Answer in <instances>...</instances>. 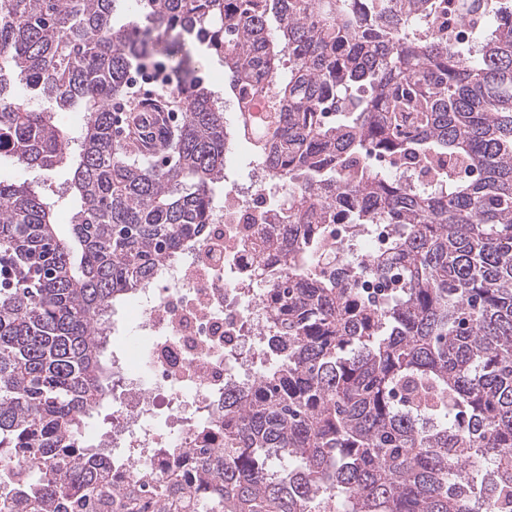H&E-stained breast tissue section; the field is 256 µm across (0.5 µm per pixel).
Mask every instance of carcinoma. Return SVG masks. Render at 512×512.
Here are the masks:
<instances>
[{
	"mask_svg": "<svg viewBox=\"0 0 512 512\" xmlns=\"http://www.w3.org/2000/svg\"><path fill=\"white\" fill-rule=\"evenodd\" d=\"M0 0V151L73 166L72 240L39 192L0 181V512H512V0L471 44L425 32L445 0ZM489 0H457L471 21ZM174 33L224 63V97L192 67L150 115L167 153L117 139L112 104ZM262 79L264 121L240 103ZM23 85L48 106L33 109ZM86 112L74 138L56 120ZM164 112H181L175 130ZM244 140L288 187V238L258 270L271 343L224 390L218 448L154 449L159 491L122 492L123 462L81 441L107 402L112 302L209 220ZM422 165L426 184L370 168ZM391 248L352 263L327 243L338 203ZM398 273L384 305L358 278ZM287 461L275 469L272 459Z\"/></svg>",
	"mask_w": 512,
	"mask_h": 512,
	"instance_id": "carcinoma-1",
	"label": "carcinoma"
}]
</instances>
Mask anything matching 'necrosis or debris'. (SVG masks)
Wrapping results in <instances>:
<instances>
[{"label":"necrosis or debris","mask_w":512,"mask_h":512,"mask_svg":"<svg viewBox=\"0 0 512 512\" xmlns=\"http://www.w3.org/2000/svg\"><path fill=\"white\" fill-rule=\"evenodd\" d=\"M287 201L266 165L251 163L249 185L213 196L201 237L166 258L137 289L136 334L112 360L111 429L92 437L99 447L123 452L126 478L161 470L154 448L174 441L194 447L198 430L222 415L225 384L256 376L267 301L250 283L261 255L238 227L259 210L266 232L281 234L279 207ZM327 238L360 261L388 250L391 227L372 225L356 240L339 221Z\"/></svg>","instance_id":"necrosis-or-debris-1"}]
</instances>
